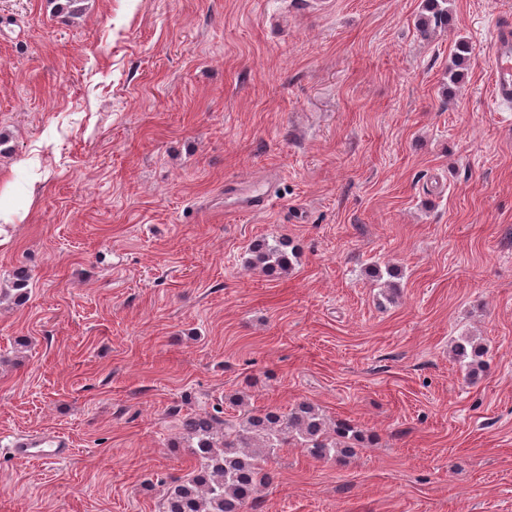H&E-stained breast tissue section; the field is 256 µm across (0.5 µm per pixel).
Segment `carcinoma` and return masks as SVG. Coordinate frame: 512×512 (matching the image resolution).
<instances>
[{
  "mask_svg": "<svg viewBox=\"0 0 512 512\" xmlns=\"http://www.w3.org/2000/svg\"><path fill=\"white\" fill-rule=\"evenodd\" d=\"M422 26L448 23L447 0H426ZM282 241H262L250 247L249 266L266 273H286L290 259ZM455 354L467 375H476L475 359L485 350L465 340ZM180 426L195 443L198 467L186 478L173 480L163 512H247L258 492L272 483L271 457L294 445L315 458L352 455L368 441L350 420L330 426L313 405L301 402L284 413L266 408L244 419H228L212 408L180 418Z\"/></svg>",
  "mask_w": 512,
  "mask_h": 512,
  "instance_id": "carcinoma-1",
  "label": "carcinoma"
}]
</instances>
